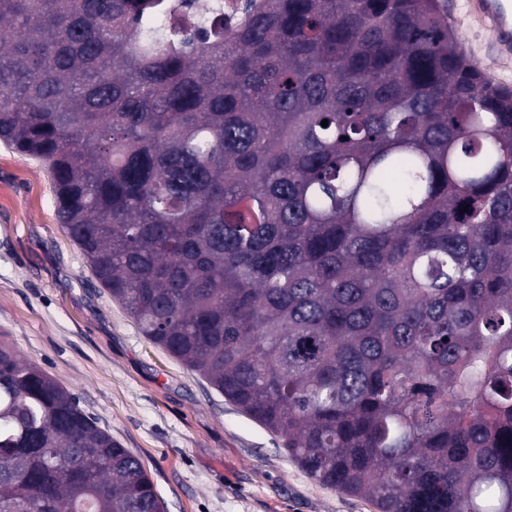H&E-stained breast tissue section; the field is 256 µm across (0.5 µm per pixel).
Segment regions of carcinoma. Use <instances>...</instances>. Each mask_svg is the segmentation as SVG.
Segmentation results:
<instances>
[{"label":"carcinoma","mask_w":512,"mask_h":512,"mask_svg":"<svg viewBox=\"0 0 512 512\" xmlns=\"http://www.w3.org/2000/svg\"><path fill=\"white\" fill-rule=\"evenodd\" d=\"M178 12L0 0V142L143 334L319 483L512 512V90L439 0H258L228 35L209 0L193 42ZM0 512H166L2 339Z\"/></svg>","instance_id":"cac0c4a2"}]
</instances>
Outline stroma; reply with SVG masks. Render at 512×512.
<instances>
[{"instance_id":"1","label":"stroma","mask_w":512,"mask_h":512,"mask_svg":"<svg viewBox=\"0 0 512 512\" xmlns=\"http://www.w3.org/2000/svg\"><path fill=\"white\" fill-rule=\"evenodd\" d=\"M458 49L512 89V63L465 0H441ZM0 337L140 456L167 512H377L320 484L280 441L142 335L57 220L36 160L0 144Z\"/></svg>"}]
</instances>
